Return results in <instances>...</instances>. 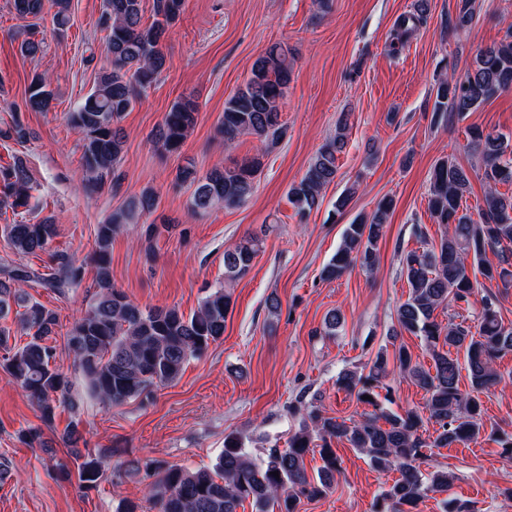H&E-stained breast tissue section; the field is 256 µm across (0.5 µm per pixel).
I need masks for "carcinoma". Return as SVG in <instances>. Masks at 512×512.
Segmentation results:
<instances>
[{"label": "carcinoma", "mask_w": 512, "mask_h": 512, "mask_svg": "<svg viewBox=\"0 0 512 512\" xmlns=\"http://www.w3.org/2000/svg\"><path fill=\"white\" fill-rule=\"evenodd\" d=\"M184 4L185 0H153L152 20L148 22L143 0H103L99 24L105 32L110 68L67 113L68 121L81 134L84 178L90 186L101 189L114 174L124 146L118 123L164 69L163 41ZM11 7L20 19L37 18L49 7L57 25L64 27L70 20L69 0H11ZM420 20L415 15L401 17L396 22L395 39L400 42L413 34ZM291 75L288 47L270 46L254 62L245 87L224 102L219 133L225 144L231 145L241 136H254L267 147L280 143L287 131L281 122V104ZM511 89L512 26L498 44L479 51L462 77L438 79L434 109L438 114L449 110L462 115ZM53 99L47 81L34 75L26 90V106L44 112ZM196 113L192 98L175 101L156 131L158 149L178 151L195 124ZM347 127L345 115L339 120L336 136L318 150L304 176L288 190V201L302 220L321 206L323 189L336 178V162L346 146ZM469 141L470 147L481 150L484 156L481 179L486 187L485 208L479 220L461 208L470 186L468 172L443 160L433 169L428 197L431 215L444 228L439 245L399 255L409 288L407 299L397 310L399 332L421 339L434 370L424 368L404 344L391 354L380 349L367 369L345 370L337 379L339 389L355 395L358 402L376 412L348 423L325 417L312 405L302 414L288 448L264 449V459L259 463L234 432L224 437V450L211 468L167 465L157 460L128 461V473L153 478L150 496L156 512H237L246 501L256 512H265L272 503L278 505L279 512H299L301 500H316L332 488L342 466L333 448V443L339 441L364 453L377 471L394 469L399 473L380 494L374 512H418L426 493L448 491V472L422 473L427 451L451 448L484 431L481 395L504 381L496 360L512 352V327L503 324L496 309L497 295L491 292L493 287L505 291L512 288V196L506 197L498 190L500 185H512V139L472 126ZM261 165L260 158L252 157L232 168L215 166L203 175L188 165L178 170L176 181L194 186V211L221 203L233 206L251 196ZM32 190L23 163L15 161L0 168V207H9L21 217L0 228L7 246L18 256L47 252L51 259L45 273L21 265L0 270V373L28 393L41 421L50 428L57 408L63 406L77 413L78 398L68 377L56 366V348L48 344L59 325L57 313L33 299L25 286L37 282L63 293L81 284L83 272L66 252L51 251L57 235L54 216L33 223L22 218L32 210ZM157 206L154 191L146 190L97 225L90 257L96 268V291L89 308L67 333V348L85 378L87 393L112 405L175 382L187 362L202 356L210 344L224 336L230 296L222 286L208 293L197 310L187 316L176 307L144 308L112 284V238L124 225L139 223L142 215L154 212ZM394 208V199L384 197L372 215H360L347 225L336 254L323 268V277L338 279L357 266L373 271L379 263L378 242ZM259 250L254 235L226 250L225 280L232 282L246 274ZM489 251L497 253V263L486 260ZM473 265L478 267L483 282L471 278ZM484 286L490 290L479 293ZM477 295L481 296L477 330L451 317L446 325L436 320L438 308L469 305ZM11 315L27 337L21 346L10 344ZM392 368L425 391L428 417L416 410L402 414L383 410L380 400H390L391 394L383 380ZM463 369L469 378L465 390L460 387ZM364 395L371 399H362ZM426 420L438 426L437 436L431 441L420 433ZM79 425L74 419L64 429L61 441L68 448L70 461L58 462L56 467L65 478L76 473L79 487L90 490L103 476L105 455L88 447ZM19 439L55 455L52 442L44 439L40 429L23 431ZM316 448L322 465L313 477L307 473L305 459ZM275 471L279 473L277 478Z\"/></svg>", "instance_id": "cac0c4a2"}]
</instances>
